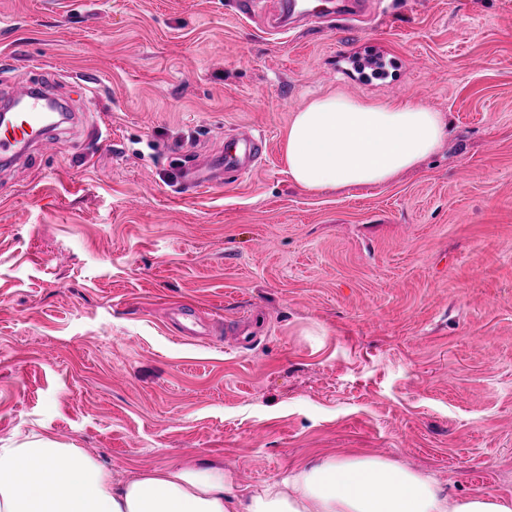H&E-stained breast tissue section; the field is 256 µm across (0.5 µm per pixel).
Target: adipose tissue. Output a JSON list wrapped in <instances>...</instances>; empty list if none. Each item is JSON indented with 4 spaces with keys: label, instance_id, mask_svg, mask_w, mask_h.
Listing matches in <instances>:
<instances>
[{
    "label": "adipose tissue",
    "instance_id": "ef3b65f1",
    "mask_svg": "<svg viewBox=\"0 0 512 512\" xmlns=\"http://www.w3.org/2000/svg\"><path fill=\"white\" fill-rule=\"evenodd\" d=\"M447 129L442 113L421 104L326 95L293 114L284 158L294 184L311 193L377 187L438 152ZM0 512H512V500L453 498L429 475L363 454L325 456L245 493L220 467L121 480L34 434L0 446Z\"/></svg>",
    "mask_w": 512,
    "mask_h": 512
}]
</instances>
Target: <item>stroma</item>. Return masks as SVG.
I'll list each match as a JSON object with an SVG mask.
<instances>
[{"label":"stroma","mask_w":512,"mask_h":512,"mask_svg":"<svg viewBox=\"0 0 512 512\" xmlns=\"http://www.w3.org/2000/svg\"><path fill=\"white\" fill-rule=\"evenodd\" d=\"M236 2L0 0V89L83 118L27 182L0 167V443L241 490L362 452L512 499V0L275 36ZM371 44L385 69L351 85ZM329 94L426 105L448 140L387 185L306 192L288 122ZM243 127L259 167L183 192Z\"/></svg>","instance_id":"obj_1"}]
</instances>
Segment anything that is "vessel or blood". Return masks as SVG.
Masks as SVG:
<instances>
[{
	"label": "vessel or blood",
	"instance_id": "b4317fda",
	"mask_svg": "<svg viewBox=\"0 0 512 512\" xmlns=\"http://www.w3.org/2000/svg\"><path fill=\"white\" fill-rule=\"evenodd\" d=\"M373 0H277L270 25L288 30L306 24L356 25L372 15ZM5 102L16 104L8 121L0 123V163H10L17 176H25L27 167L21 156L28 149L52 154L59 135L45 119L51 100L49 91L35 92L32 84L14 85L4 96ZM267 143L263 136L248 130L238 132L211 155L206 166L191 163L182 166L181 185L198 190L212 185L215 174L243 175L250 172L264 157Z\"/></svg>",
	"mask_w": 512,
	"mask_h": 512
}]
</instances>
